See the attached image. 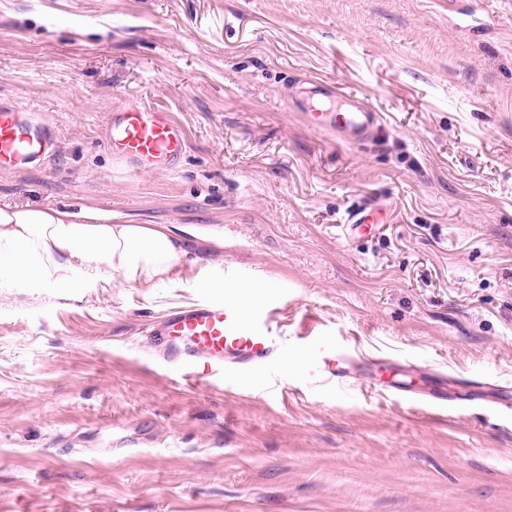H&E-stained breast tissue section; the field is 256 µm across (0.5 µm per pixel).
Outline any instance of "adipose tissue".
Masks as SVG:
<instances>
[{
  "label": "adipose tissue",
  "mask_w": 512,
  "mask_h": 512,
  "mask_svg": "<svg viewBox=\"0 0 512 512\" xmlns=\"http://www.w3.org/2000/svg\"><path fill=\"white\" fill-rule=\"evenodd\" d=\"M182 230L76 209L0 205V288L159 283L185 262Z\"/></svg>",
  "instance_id": "1"
}]
</instances>
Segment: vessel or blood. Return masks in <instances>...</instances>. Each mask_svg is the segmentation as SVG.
<instances>
[{"mask_svg":"<svg viewBox=\"0 0 512 512\" xmlns=\"http://www.w3.org/2000/svg\"><path fill=\"white\" fill-rule=\"evenodd\" d=\"M330 106L308 115L317 128L332 129L346 142L369 138L382 115L357 98L328 93ZM106 140L115 159L130 170L169 171L180 162L187 143L184 127L165 109L136 105L111 113ZM53 134L32 112L0 105V170H18L44 162L52 153ZM286 304L270 300L252 304L236 289L223 299L191 303L151 325L147 336L169 364L187 368L190 379L204 382L226 369L245 370L275 361L288 347ZM394 378L390 392L431 400H447L435 382L413 386L401 381L411 367L389 362ZM316 376L343 383L351 378L344 353L327 352Z\"/></svg>","mask_w":512,"mask_h":512,"instance_id":"b4317fda","label":"vessel or blood"}]
</instances>
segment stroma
I'll use <instances>...</instances> for the list:
<instances>
[{
	"label": "stroma",
	"mask_w": 512,
	"mask_h": 512,
	"mask_svg": "<svg viewBox=\"0 0 512 512\" xmlns=\"http://www.w3.org/2000/svg\"><path fill=\"white\" fill-rule=\"evenodd\" d=\"M320 79L382 113L373 141L306 123ZM0 104L57 145L0 204L192 231L155 287L0 288V512H512V0H0ZM140 104L185 128L174 171L113 159ZM361 204L386 222L345 236ZM231 280L294 340L186 383L143 330ZM313 336L456 400L321 382Z\"/></svg>",
	"instance_id": "stroma-1"
}]
</instances>
